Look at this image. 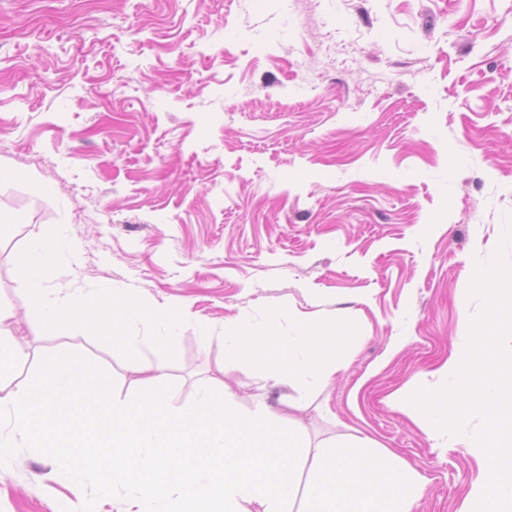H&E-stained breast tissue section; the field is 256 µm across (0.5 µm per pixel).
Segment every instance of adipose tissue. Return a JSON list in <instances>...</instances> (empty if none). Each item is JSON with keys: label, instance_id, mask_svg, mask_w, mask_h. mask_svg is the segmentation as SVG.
Masks as SVG:
<instances>
[{"label": "adipose tissue", "instance_id": "obj_1", "mask_svg": "<svg viewBox=\"0 0 512 512\" xmlns=\"http://www.w3.org/2000/svg\"><path fill=\"white\" fill-rule=\"evenodd\" d=\"M70 243L66 229L37 239L19 257L21 286L40 310V324L48 328L63 321L87 323L94 334L111 339L117 345H129L126 331L134 322L155 323L162 331L156 344L173 341L182 321L173 313L146 309L135 293L106 292L95 313H88L80 289L49 288L42 278L43 269L53 262ZM349 327L335 331L306 319L296 320L288 334H281L276 324L256 332L249 318L224 333V357L242 369L269 368L280 382H301L325 386L348 362L345 350L336 346L337 334H349Z\"/></svg>", "mask_w": 512, "mask_h": 512}]
</instances>
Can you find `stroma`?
<instances>
[{
    "mask_svg": "<svg viewBox=\"0 0 512 512\" xmlns=\"http://www.w3.org/2000/svg\"><path fill=\"white\" fill-rule=\"evenodd\" d=\"M1 167L0 390L67 349L127 402L150 364L176 407L219 382L274 405L293 388L225 363V329L348 322V367L284 415L309 446L352 436L413 466V512H461L470 434L394 399L446 382L459 294L512 221V0H0ZM62 225L50 286L188 306L173 344L37 328L16 256ZM83 501L52 457L0 466V512Z\"/></svg>",
    "mask_w": 512,
    "mask_h": 512,
    "instance_id": "stroma-1",
    "label": "stroma"
}]
</instances>
